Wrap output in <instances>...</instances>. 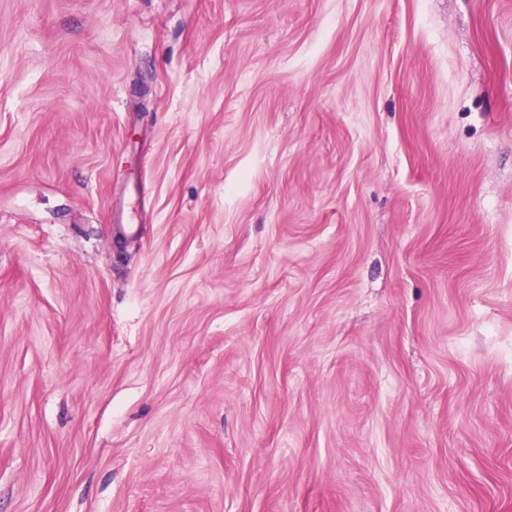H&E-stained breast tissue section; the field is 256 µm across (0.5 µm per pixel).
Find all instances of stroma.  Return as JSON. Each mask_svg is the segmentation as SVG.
Listing matches in <instances>:
<instances>
[{"label":"stroma","instance_id":"stroma-1","mask_svg":"<svg viewBox=\"0 0 512 512\" xmlns=\"http://www.w3.org/2000/svg\"><path fill=\"white\" fill-rule=\"evenodd\" d=\"M0 512H512V0H0Z\"/></svg>","mask_w":512,"mask_h":512}]
</instances>
